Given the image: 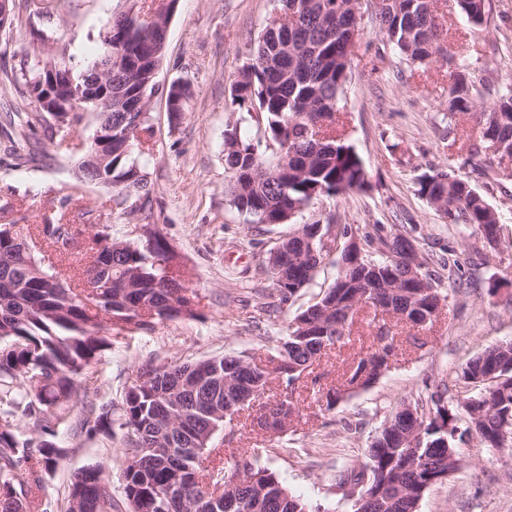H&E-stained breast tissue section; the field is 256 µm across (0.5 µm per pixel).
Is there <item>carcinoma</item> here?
Here are the masks:
<instances>
[{
    "instance_id": "obj_1",
    "label": "carcinoma",
    "mask_w": 512,
    "mask_h": 512,
    "mask_svg": "<svg viewBox=\"0 0 512 512\" xmlns=\"http://www.w3.org/2000/svg\"><path fill=\"white\" fill-rule=\"evenodd\" d=\"M350 0H281L288 22L267 26L251 63L234 85L239 107L264 130L255 144L238 124L224 130V164L231 172L229 201L258 224H290L313 201L363 188L360 156L338 130L336 110L348 80L351 38L359 27ZM398 0L393 9L375 11L374 20L402 60L427 64L434 55L445 62L453 53L440 45L436 0L412 5ZM145 20L135 28L107 23L112 39H100L97 60L121 50L124 63L112 69V169L101 185L116 190L115 204L130 203L145 213L151 189L145 164L125 144L126 134L144 143L153 135L150 112L136 108L154 90L161 65L167 20L175 2L142 0ZM473 25L488 21L479 0H455ZM49 61L35 55L22 77L29 95L45 93ZM490 91L485 78L460 75L449 92L448 111L468 112ZM188 84L169 85L170 111H182ZM481 149L497 162L493 175L506 174L512 161V87L498 94L481 113ZM271 150L270 158L260 147ZM418 193L448 224L474 229L489 243L500 239V218L485 197L446 169H430L418 179ZM80 241L76 225L60 214L54 222L0 224V512H48L40 491L43 475L66 456L57 442L74 408L87 417L75 430L112 437L125 431V512H320L311 509L258 458L243 452L224 461V377L255 390L258 398L277 386L279 393L258 404L276 415L283 405L298 410V382L322 353L350 341L358 312L372 304L392 307L396 320L423 328L439 312V280L425 270L414 243L402 234L355 240L357 258L341 253V270L322 298L294 318L288 334L270 354L272 369L251 366L240 356L174 361L155 382L136 374L119 408L96 404L97 390L82 377L112 346L105 331L140 333L175 318L198 316L186 267L172 244L148 222L131 239L112 236V225L91 224ZM335 225L320 218L302 225L270 253L268 265L282 305L314 278L324 259L336 251ZM380 241L379 257L372 256ZM92 266L100 285L90 295L80 282ZM387 323L375 326L371 349L358 354L336 388L311 379L312 392L331 409L339 395L364 388L388 369L386 353L395 352ZM469 392L464 398L436 392L430 401L402 404L365 449L364 461L336 474V486L368 483L388 496L381 503L353 499V512H418L422 493L459 467L455 422L463 415L489 448L512 444V349H485L457 375ZM33 437L24 438L20 428ZM190 448L184 459L165 456L164 443ZM117 512L112 486L102 467L71 476L66 512Z\"/></svg>"
}]
</instances>
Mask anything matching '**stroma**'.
Instances as JSON below:
<instances>
[{
  "label": "stroma",
  "mask_w": 512,
  "mask_h": 512,
  "mask_svg": "<svg viewBox=\"0 0 512 512\" xmlns=\"http://www.w3.org/2000/svg\"><path fill=\"white\" fill-rule=\"evenodd\" d=\"M127 5V0H53L49 14L38 17L25 0H13L14 33L0 34V113L30 109L23 84L7 76L19 72L24 53H42L37 32L52 33L66 45L79 71L95 57L107 21ZM438 6L455 59L448 63L437 57L420 67L401 60L373 28L371 6H363V36L353 50L340 121L367 183L354 193L313 201L294 224L330 213L355 235L384 225L414 239L430 271L439 276L442 260L454 256L458 269L453 282L442 285V310L423 328L394 325L398 352L390 367L369 387L344 394L334 409L307 398L299 401V414L282 437L250 423L224 435L225 447L260 449L261 462L277 471L293 494L328 512H352L351 501L336 487V471L363 460L402 402L452 384L458 369L486 348L512 343V179L488 184L484 155L471 152L481 140L478 114L496 97L479 99L475 112L448 113L456 72L486 68L495 86L512 82V0H491L483 26L468 23L454 0H438ZM278 11L277 0H179L169 20L157 81L164 86L186 80L190 95L177 113L169 112L165 95L153 96L155 135L146 170L152 221L183 258L199 316L113 339L111 349L89 369L98 401L120 402L138 368L150 361L245 355L263 362L294 317L317 302L337 277L340 256L335 253L288 306L267 312L277 291L265 260L294 224L256 223L224 192L230 180L224 129L243 116L231 88ZM46 126L43 120L28 127L0 123V224H40L62 212L70 223L108 224L113 236L129 237L140 216L115 207L112 189L75 175L96 130L95 113H83L62 145L48 137ZM432 166L451 169L484 192L502 221L498 245L474 231L456 234L418 194L416 178ZM371 331L367 315H360L351 342L314 364L324 385L336 384L345 364L368 346ZM458 427L461 466L423 493L418 512H512V447H487L466 422ZM58 439L69 453L41 490L52 512H64L71 474L89 465L104 467L114 498L123 500V430H114L108 439L67 432ZM278 443L283 452L270 453Z\"/></svg>",
  "instance_id": "1"
}]
</instances>
